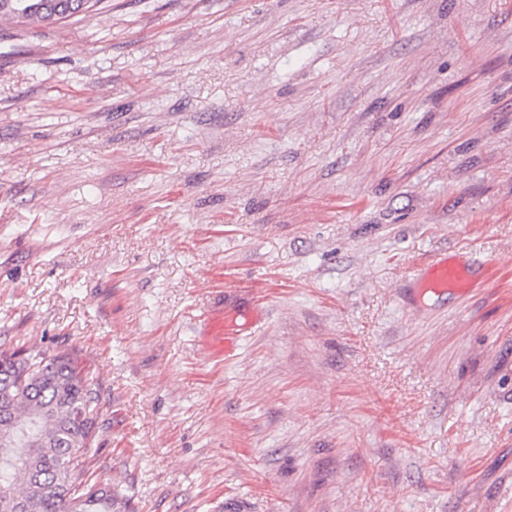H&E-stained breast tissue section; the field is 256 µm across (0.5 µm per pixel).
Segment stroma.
<instances>
[{
	"label": "stroma",
	"instance_id": "35a3bbf8",
	"mask_svg": "<svg viewBox=\"0 0 512 512\" xmlns=\"http://www.w3.org/2000/svg\"><path fill=\"white\" fill-rule=\"evenodd\" d=\"M443 254L497 287L417 298ZM23 344L91 363L133 512H512V0L0 23Z\"/></svg>",
	"mask_w": 512,
	"mask_h": 512
}]
</instances>
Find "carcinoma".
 Instances as JSON below:
<instances>
[{"instance_id":"1","label":"carcinoma","mask_w":512,"mask_h":512,"mask_svg":"<svg viewBox=\"0 0 512 512\" xmlns=\"http://www.w3.org/2000/svg\"><path fill=\"white\" fill-rule=\"evenodd\" d=\"M102 0H0V22L52 26V10ZM99 382L76 350L0 351V512H122L92 481Z\"/></svg>"}]
</instances>
